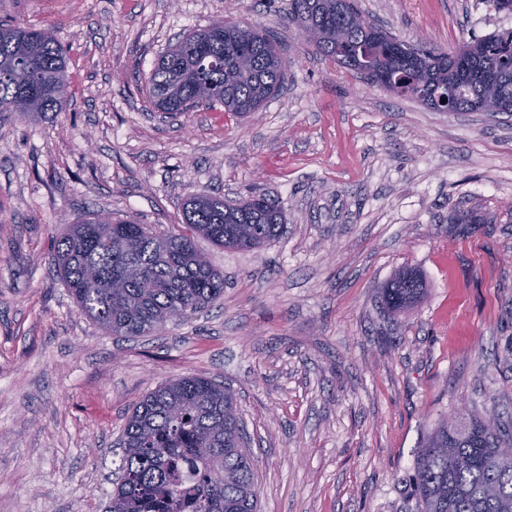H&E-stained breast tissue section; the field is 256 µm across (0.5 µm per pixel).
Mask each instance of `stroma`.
I'll return each instance as SVG.
<instances>
[{
    "mask_svg": "<svg viewBox=\"0 0 512 512\" xmlns=\"http://www.w3.org/2000/svg\"><path fill=\"white\" fill-rule=\"evenodd\" d=\"M407 44L512 28L484 0H359ZM288 0H0L68 51L64 108L0 113V512H105L132 405L199 375L238 397L258 512H416L415 460L458 410L512 423V115L448 114L364 82L290 28ZM216 21L273 33L288 79L241 118L157 111L156 59ZM276 201L282 237L196 245L207 309L127 340L82 315L52 264L97 211L184 231L192 194ZM456 213L480 216L457 224ZM424 300L390 316L401 267Z\"/></svg>",
    "mask_w": 512,
    "mask_h": 512,
    "instance_id": "stroma-1",
    "label": "stroma"
}]
</instances>
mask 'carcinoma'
<instances>
[{
    "label": "carcinoma",
    "instance_id": "1",
    "mask_svg": "<svg viewBox=\"0 0 512 512\" xmlns=\"http://www.w3.org/2000/svg\"><path fill=\"white\" fill-rule=\"evenodd\" d=\"M354 0H289L288 19L318 51L372 84L386 77L395 94L440 112L512 113V30L454 50L382 40L394 35L360 23ZM288 60L276 37L253 25L185 33L156 60L149 97L161 112L205 102L245 117L283 87ZM70 87L68 58L48 32L0 23V112H59ZM189 233L92 212L55 242L53 261L78 309L105 331L160 335L169 315L218 301L224 275L196 247L201 236L250 251L278 239L285 216L257 195L228 204L196 195L183 206ZM421 275L396 274L382 290L392 314L424 297ZM121 475L105 512H257L254 458L237 413L236 392L208 377L169 379L132 408L122 437ZM419 512H512V430L461 415L436 424L419 450L414 477Z\"/></svg>",
    "mask_w": 512,
    "mask_h": 512
}]
</instances>
